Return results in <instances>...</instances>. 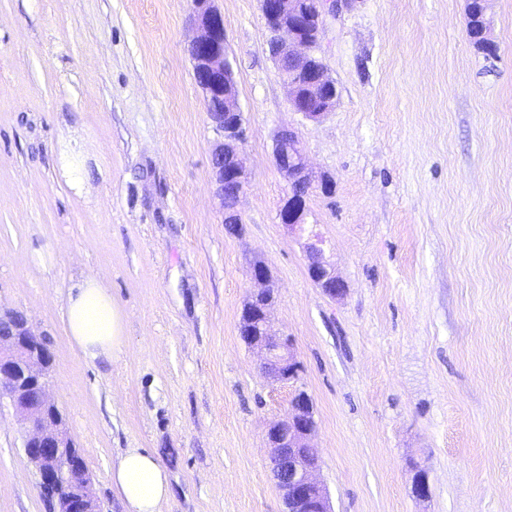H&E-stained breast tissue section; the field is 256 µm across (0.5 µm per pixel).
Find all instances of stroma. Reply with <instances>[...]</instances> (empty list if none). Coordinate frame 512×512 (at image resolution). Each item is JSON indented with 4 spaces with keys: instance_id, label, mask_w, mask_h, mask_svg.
<instances>
[{
    "instance_id": "stroma-1",
    "label": "stroma",
    "mask_w": 512,
    "mask_h": 512,
    "mask_svg": "<svg viewBox=\"0 0 512 512\" xmlns=\"http://www.w3.org/2000/svg\"><path fill=\"white\" fill-rule=\"evenodd\" d=\"M214 5L245 126L234 231L192 0H0V307L50 340V396L103 512H124L111 471L128 448L165 467L161 512H286L266 434L298 389L334 512H512V0H489L493 56L467 35L466 0L325 15L317 54L338 98L317 120L289 102L260 0ZM284 128L328 182L307 221L345 285L336 298L279 219ZM257 260L301 365L285 384L239 336ZM85 277L122 317L108 361L61 320ZM0 512H48L7 404Z\"/></svg>"
}]
</instances>
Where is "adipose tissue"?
I'll use <instances>...</instances> for the list:
<instances>
[{
	"label": "adipose tissue",
	"mask_w": 512,
	"mask_h": 512,
	"mask_svg": "<svg viewBox=\"0 0 512 512\" xmlns=\"http://www.w3.org/2000/svg\"><path fill=\"white\" fill-rule=\"evenodd\" d=\"M67 331L83 355L107 360L119 344L122 325L112 295L98 279L68 288L61 308ZM112 486L125 512H160L169 493L166 469L151 453L131 448L112 467Z\"/></svg>",
	"instance_id": "obj_1"
}]
</instances>
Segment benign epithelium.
Here are the masks:
<instances>
[{
	"label": "benign epithelium",
	"mask_w": 512,
	"mask_h": 512,
	"mask_svg": "<svg viewBox=\"0 0 512 512\" xmlns=\"http://www.w3.org/2000/svg\"><path fill=\"white\" fill-rule=\"evenodd\" d=\"M211 2L193 0L192 20L198 34L191 43L190 56L205 99L215 96L224 99V111L214 122L221 137L213 150V158L218 160L214 171L216 194L224 198V183L227 182L238 200L246 183L238 147L244 136L243 113L234 92L224 18ZM352 2L354 0H317V10L311 14L302 0H260L277 63L286 59L298 70L309 68L319 83L336 87L321 59L315 55V49L323 17ZM283 81L288 87L292 107L307 117H320L336 105L334 96L321 111L308 112L300 103L295 80L285 75ZM274 142L276 164L289 186L301 180L313 182L295 132L280 130ZM305 216L306 196L288 192L279 213L280 222L292 233L301 235L305 232ZM303 247L312 282L331 298L343 295L345 286L336 277L326 256L324 241L311 234ZM250 279L258 289L250 294L243 308L242 341L258 350L264 373L281 382L293 380L300 364L293 353L291 338L272 328L273 288L265 265L252 264ZM51 365L48 340L34 333L27 316L16 310L0 309V401L7 400L24 424L22 448L36 469L41 497L51 512H102L67 422L49 396ZM311 404L306 391H295L284 418L273 423L267 432L270 470L288 503V512H332L326 488L313 477L317 457L310 446L315 432Z\"/></svg>",
	"instance_id": "benign-epithelium-1"
}]
</instances>
